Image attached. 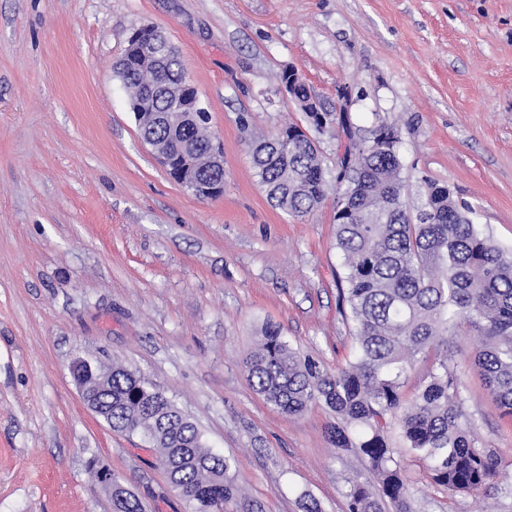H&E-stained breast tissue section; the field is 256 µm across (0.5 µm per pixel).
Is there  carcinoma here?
<instances>
[{"label":"carcinoma","mask_w":512,"mask_h":512,"mask_svg":"<svg viewBox=\"0 0 512 512\" xmlns=\"http://www.w3.org/2000/svg\"><path fill=\"white\" fill-rule=\"evenodd\" d=\"M127 89L155 113L140 136L167 141L180 97H146L153 83L179 90L186 79L180 55L161 71L126 56ZM348 148L354 163L336 176V249L343 257L339 300L348 309L354 352L336 370L290 346L267 325L244 359L247 380L268 403L298 416L322 403L336 413L335 447L360 456L376 483L349 481L348 512H411L410 488L388 440L392 419L426 462L429 478L448 493H476L503 477L495 453L477 444L462 410L460 382L448 368V334L467 324L481 345L472 364L503 414L512 417V253L471 224L446 186L432 183L416 215L403 197L395 127ZM182 140L197 156L213 143L207 122L182 124ZM268 198L292 217L313 213L325 200L327 172L318 151L296 125L251 145ZM429 364L414 399L404 398L408 372ZM108 388L96 392L99 416L114 431L141 435L159 453L170 482L191 512L214 498L236 496L231 459L204 445L196 425L145 379L114 365ZM112 512H143L131 492L115 486Z\"/></svg>","instance_id":"cac0c4a2"}]
</instances>
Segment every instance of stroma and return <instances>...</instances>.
Listing matches in <instances>:
<instances>
[{"instance_id":"stroma-1","label":"stroma","mask_w":512,"mask_h":512,"mask_svg":"<svg viewBox=\"0 0 512 512\" xmlns=\"http://www.w3.org/2000/svg\"><path fill=\"white\" fill-rule=\"evenodd\" d=\"M178 48L224 150V194L175 182L139 136L115 74L133 29ZM296 68L336 115L323 131L282 92ZM307 129L328 180L380 124L400 135L403 196L448 186L512 252V0H0V512H112L90 460L146 512H190L155 452L83 402L70 367L120 363L236 460L224 512H348L363 462L334 447L335 413L288 416L243 367L260 330L329 368L353 340L338 303L336 195L296 218L268 201L248 143ZM448 339L463 410L505 477L477 494L431 482L389 431L412 512H512V418Z\"/></svg>"}]
</instances>
